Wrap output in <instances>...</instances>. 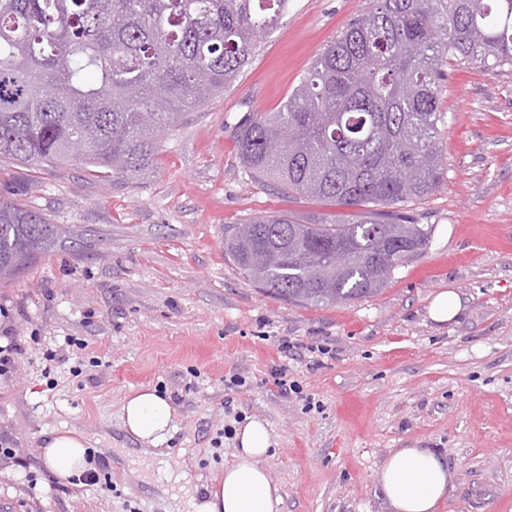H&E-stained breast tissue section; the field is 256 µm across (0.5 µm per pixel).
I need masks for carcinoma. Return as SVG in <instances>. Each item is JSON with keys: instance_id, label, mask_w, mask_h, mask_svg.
Returning a JSON list of instances; mask_svg holds the SVG:
<instances>
[{"instance_id": "obj_1", "label": "carcinoma", "mask_w": 512, "mask_h": 512, "mask_svg": "<svg viewBox=\"0 0 512 512\" xmlns=\"http://www.w3.org/2000/svg\"><path fill=\"white\" fill-rule=\"evenodd\" d=\"M287 9L288 0H0V158L146 170L162 134L223 92ZM450 60L512 65V0H375L278 111L239 121L235 148L255 178L344 209L224 226L225 253L244 276L289 304L348 302L379 294L428 247L433 227L398 206L441 184L438 77ZM284 129L294 133L286 147ZM73 140L83 154H71ZM58 234L0 196V281Z\"/></svg>"}]
</instances>
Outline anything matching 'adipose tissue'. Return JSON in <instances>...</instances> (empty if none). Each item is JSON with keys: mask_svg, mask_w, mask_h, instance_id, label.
<instances>
[{"mask_svg": "<svg viewBox=\"0 0 512 512\" xmlns=\"http://www.w3.org/2000/svg\"><path fill=\"white\" fill-rule=\"evenodd\" d=\"M121 420L123 429L146 451L171 437L175 410L155 389L142 388L126 396ZM237 439L233 461L206 496H199L194 487L185 490L186 512H282L280 489L263 466L273 445L267 422L258 417L248 420ZM44 448V462L58 477H71L86 467L87 441L75 432L51 433ZM452 481L447 464L432 448L394 449L376 473L392 512H436Z\"/></svg>", "mask_w": 512, "mask_h": 512, "instance_id": "1", "label": "adipose tissue"}]
</instances>
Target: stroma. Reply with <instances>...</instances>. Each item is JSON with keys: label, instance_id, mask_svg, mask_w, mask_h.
<instances>
[{"label": "stroma", "instance_id": "1", "mask_svg": "<svg viewBox=\"0 0 512 512\" xmlns=\"http://www.w3.org/2000/svg\"><path fill=\"white\" fill-rule=\"evenodd\" d=\"M373 0H288L224 92L186 112L152 165L125 178L71 162L0 161V196L62 230L0 284V512H168L167 471L220 481L240 428L264 418L282 512H390L375 473L397 448H433L455 478L438 512H512V66L449 62L439 84L440 187L404 204L434 233L378 295L331 306L263 294L224 252V227L337 208L254 179L233 140L275 112L314 58ZM454 290L451 322L428 316ZM84 349L66 346V338ZM297 382L284 394L277 372ZM243 386L226 389L225 379ZM169 399L176 428L144 456L121 426L130 392ZM89 437L87 471L61 479L44 437ZM462 311L459 297L451 290L442 291L428 308L429 318L436 323H446L457 318Z\"/></svg>", "mask_w": 512, "mask_h": 512}]
</instances>
